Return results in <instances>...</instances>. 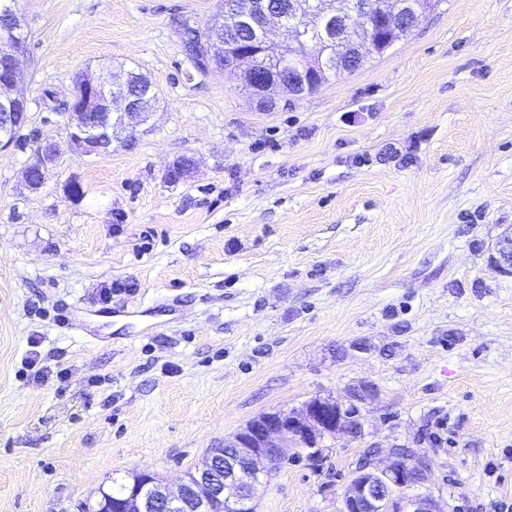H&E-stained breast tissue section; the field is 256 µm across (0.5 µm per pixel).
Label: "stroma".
<instances>
[{
    "mask_svg": "<svg viewBox=\"0 0 512 512\" xmlns=\"http://www.w3.org/2000/svg\"><path fill=\"white\" fill-rule=\"evenodd\" d=\"M217 5L16 0L31 65L0 151V512H91L144 469L177 488L251 419L361 381L363 437L324 439L317 467L289 449L255 512H339L369 448L425 451L443 512H512V274L492 259L512 228V0H440L266 111L186 55L183 22ZM115 62L159 102L80 155L57 105ZM45 138L61 153L32 192Z\"/></svg>",
    "mask_w": 512,
    "mask_h": 512,
    "instance_id": "35a3bbf8",
    "label": "stroma"
}]
</instances>
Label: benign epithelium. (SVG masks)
<instances>
[{
  "mask_svg": "<svg viewBox=\"0 0 512 512\" xmlns=\"http://www.w3.org/2000/svg\"><path fill=\"white\" fill-rule=\"evenodd\" d=\"M435 0H405L401 4L378 0L362 4L351 0L344 10L326 8L312 0H288L271 12L260 5L253 9L241 6L234 0H224V17H233L236 25L253 31L254 41L261 49L235 48V43L224 40L221 24L210 23L207 32L219 49H231L224 54V71L241 72L245 86L252 98L260 103L265 90L262 85L273 79L295 90V95L306 94L308 81L323 71L322 59L304 57L296 49L305 46L309 27L298 24L286 27L288 16L302 17L313 13L317 26L327 39H337V50L344 51V41L336 37L343 32L345 20H354L355 29L364 33L355 45L356 55L364 60L377 53L378 45L391 35L407 32L419 26ZM0 13L7 23L0 27V36L7 44L3 52L6 75L0 79V150L16 142L13 130L18 127L15 118L26 116L27 98L23 91L25 45L27 31L23 19L8 8ZM289 45L293 51L284 54L281 46ZM131 76L104 71L79 73L73 87L85 91V107L95 110L93 117L86 112H67L71 146L87 156L112 151V146L123 143L137 126L145 123L151 108L159 100L152 84L148 83L136 93L129 92ZM59 154L58 145L49 140L41 141L35 161L25 170L24 182L37 190L44 179H35L34 171L45 174ZM494 257L497 269L512 273V229L500 236L495 244ZM377 394L375 386L365 382L350 388L344 402L332 397L316 396L304 403L301 409L265 413L251 421L231 437L224 440V447L234 449L222 454L219 461L207 457L203 466L187 477L177 490L172 491L161 483L145 477L144 491L130 494L123 502L121 512H185L189 504L206 508L210 512H250L268 468L286 459L289 448L311 449L327 437L340 433L358 439L364 432V411L369 400ZM431 468L428 458L419 459L417 477L410 480L409 465L394 451L391 459L379 457L365 462L353 472L343 494L341 512H442L438 502L429 494L409 496L405 491L422 483Z\"/></svg>",
  "mask_w": 512,
  "mask_h": 512,
  "instance_id": "obj_1",
  "label": "benign epithelium"
}]
</instances>
